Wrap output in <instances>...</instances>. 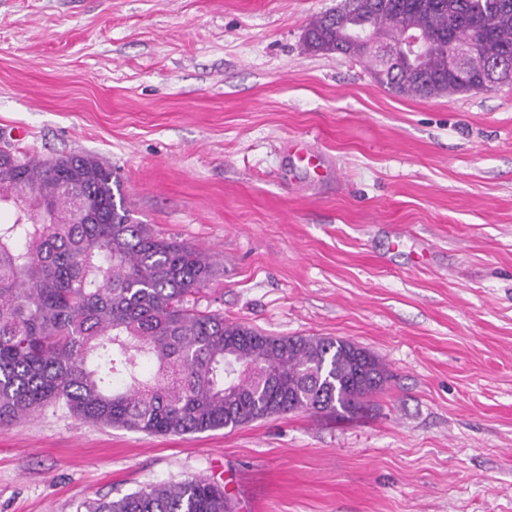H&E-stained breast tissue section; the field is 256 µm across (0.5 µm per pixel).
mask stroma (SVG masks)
Instances as JSON below:
<instances>
[{
  "mask_svg": "<svg viewBox=\"0 0 512 512\" xmlns=\"http://www.w3.org/2000/svg\"><path fill=\"white\" fill-rule=\"evenodd\" d=\"M339 2L0 0V146L111 167L134 219L215 260L199 310L391 375L362 414L233 431L47 406L0 426V512L194 477L236 512H512V83L396 95L306 50Z\"/></svg>",
  "mask_w": 512,
  "mask_h": 512,
  "instance_id": "obj_1",
  "label": "stroma"
}]
</instances>
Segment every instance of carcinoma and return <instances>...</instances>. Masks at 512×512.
<instances>
[{"mask_svg": "<svg viewBox=\"0 0 512 512\" xmlns=\"http://www.w3.org/2000/svg\"><path fill=\"white\" fill-rule=\"evenodd\" d=\"M405 32L428 49L410 61ZM314 54L365 62L405 97L475 90L512 77V0H341L304 34ZM0 423L55 404L102 426L171 435L235 430L295 412L352 417L389 380L344 339L268 336L190 296L214 261L133 220L95 156L0 154ZM85 512H235L202 478L157 483Z\"/></svg>", "mask_w": 512, "mask_h": 512, "instance_id": "carcinoma-1", "label": "carcinoma"}]
</instances>
